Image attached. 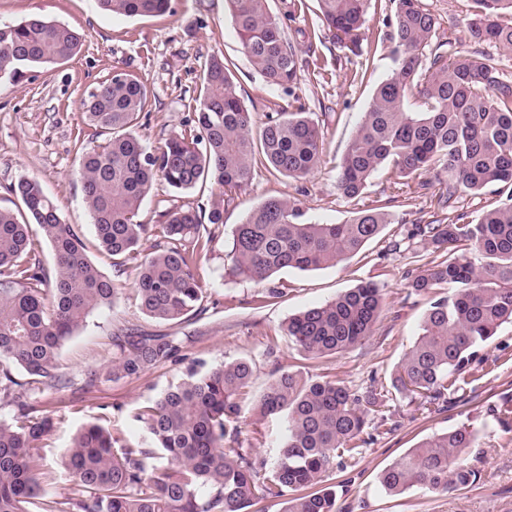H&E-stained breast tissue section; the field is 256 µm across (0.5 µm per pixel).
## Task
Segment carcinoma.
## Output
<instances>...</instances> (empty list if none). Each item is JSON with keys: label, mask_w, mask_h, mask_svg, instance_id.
I'll list each match as a JSON object with an SVG mask.
<instances>
[{"label": "carcinoma", "mask_w": 512, "mask_h": 512, "mask_svg": "<svg viewBox=\"0 0 512 512\" xmlns=\"http://www.w3.org/2000/svg\"><path fill=\"white\" fill-rule=\"evenodd\" d=\"M99 2L124 16L172 12V0ZM317 2L323 30L340 47L362 53L370 0ZM473 2L471 40L511 50L512 23L499 18L512 15V0ZM225 4L252 65L269 83L291 85L297 51L267 0ZM392 25L394 70L372 94L340 162L336 188L356 199L388 164L404 176L448 173L439 204L452 217L417 224L411 233L429 260L409 286L436 299L392 378L401 397L448 407L465 401L466 374L481 360L479 350L502 325L512 324V205L488 210L476 223L453 206L461 190L478 194L512 183V80L482 51L448 60L443 43L433 41L440 22L422 0H396ZM80 43L70 27L37 16L0 24V82L58 64ZM231 66L222 54L210 56L195 112L153 151L134 135L149 106L148 87L138 76L117 67L81 99L86 124L94 128L78 151L98 250L118 269L137 261L136 300L155 320L178 323L203 310L199 264L224 224V202L246 190L258 169L301 177L321 160V130L301 107L292 112L269 102L265 122L253 135L252 112ZM412 89L419 112L407 111ZM158 177L176 193L210 182L219 188L218 198L207 209L182 205L166 211L161 224H140L141 203ZM7 192L24 209L0 208V411L11 413L8 421L0 418V512H249L279 498L283 512H336V491L324 485L325 478L336 459L359 453L367 417L385 400L372 390L356 394L334 380L281 372L254 405L257 415L285 422L281 449L268 465L239 438L240 398L253 376L245 359L193 370L137 412L144 444L118 448L101 425L78 430L61 461L70 492L60 499L46 495L32 466L53 425L42 399L62 385L64 342L91 313L113 307L118 288L89 259L86 244L37 179L22 176ZM389 223V213L365 206L342 224H313L299 203L272 197L235 226L230 274L262 283L282 269L334 265ZM150 230L164 245L143 255L141 242ZM43 238L53 250L51 272L41 258ZM448 287L457 293L441 295ZM381 309L380 289L361 284L290 317L286 335L307 360L332 356L371 336ZM111 342L103 375L119 381L177 361L185 339L124 327L112 333ZM15 369L27 380H17ZM103 375L89 371L83 389L96 387ZM476 441L469 424L435 434L384 468L379 482L392 495L467 487L477 479L465 458Z\"/></svg>", "instance_id": "cac0c4a2"}]
</instances>
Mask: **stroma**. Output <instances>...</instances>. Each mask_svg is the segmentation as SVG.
<instances>
[{"label": "stroma", "instance_id": "1", "mask_svg": "<svg viewBox=\"0 0 512 512\" xmlns=\"http://www.w3.org/2000/svg\"><path fill=\"white\" fill-rule=\"evenodd\" d=\"M423 2L440 19L437 37L444 42L448 57L474 50L467 33L473 0ZM293 4L294 0H269L286 38L298 49L297 78L286 89L269 85L252 67L224 0H175V15L145 17L107 13L98 0H0L2 24L40 16L63 23L82 37L81 50L72 59L0 85V208L12 209L17 204L6 191L9 184L22 176L37 178L60 205L65 222L87 244L89 258L106 275L115 276L120 288L114 308L94 311L62 347L61 369L73 385L45 399L53 427L35 459L43 488L50 496L66 493L69 481L61 459L81 427L99 424L123 442L137 443L142 431L133 419L135 412L186 379L192 363L200 360L211 368L244 358L252 362L254 373L241 403L240 438L244 446L255 449L258 459L268 463L279 453L284 422L277 416L259 418L253 406L274 370H298L315 380H336L355 391L372 388L389 396L387 409L368 418L361 454L336 467L327 478L336 490L337 512H512V425H502L490 413L492 407L512 399V325H504L482 348V363L471 365L466 401L440 411L429 404L392 398L393 373L419 335L432 301L431 296L415 293L408 286L419 268L413 255L421 249L408 233L414 225L441 217L440 187L417 192L418 176L403 178L388 166L374 174L362 201L347 199L336 189L338 165L371 96L394 68L386 39L395 10L393 0H372L359 56L341 50L323 33L316 0H305L298 11ZM215 53L232 62L255 123L263 122L268 102L285 105L297 100L303 104L322 130L321 161L303 177L259 173L245 192L225 205L224 223L198 269L206 290L202 314L181 323H160L145 316L134 299L135 263L116 274L96 248L78 167L77 140L85 128L80 100L85 90L114 68L133 72L150 91L151 110L138 134L146 149L154 150L192 114L198 76ZM215 191L209 184L176 194L164 182H156L141 205L138 220L148 225L162 223L165 210L189 202L208 207ZM400 194L410 197V205L396 203ZM271 197L301 202L307 218L316 223H342L360 203L387 206L392 222L335 266L274 274L271 282L282 293L260 303L256 296L261 285L227 276L225 270L231 264L235 225ZM367 282L376 284L383 297L372 336L331 358L301 359L285 334L289 317ZM128 324L185 334L190 341L179 361L152 369L141 378L104 379L95 388L81 389L85 371L104 369L111 358V333ZM464 423L478 431L477 445L467 454L478 472L472 485L447 494L386 495L378 481L382 469L422 439Z\"/></svg>", "mask_w": 512, "mask_h": 512}]
</instances>
